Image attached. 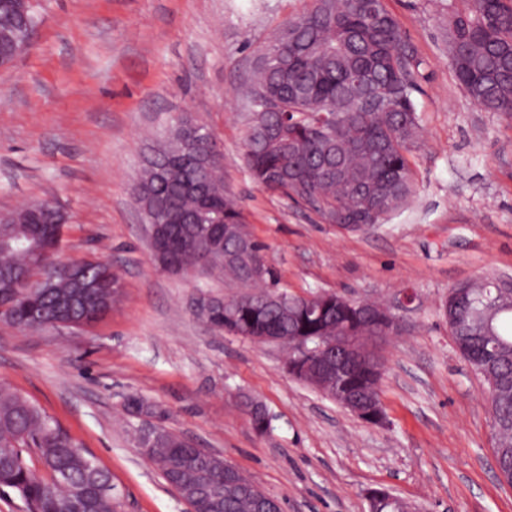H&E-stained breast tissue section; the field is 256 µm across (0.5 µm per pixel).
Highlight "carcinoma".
Here are the masks:
<instances>
[{
	"instance_id": "carcinoma-1",
	"label": "carcinoma",
	"mask_w": 512,
	"mask_h": 512,
	"mask_svg": "<svg viewBox=\"0 0 512 512\" xmlns=\"http://www.w3.org/2000/svg\"><path fill=\"white\" fill-rule=\"evenodd\" d=\"M27 25L0 0V35L33 31L37 17L27 11ZM269 47L284 61L279 69L260 63L245 81L251 111L245 136L246 162L259 186L308 204L324 220L362 224L363 210L375 206L385 214L406 206L415 194V178L406 153L419 130L414 101L422 65L382 0H314L313 7L274 37ZM448 51L460 84L487 112H512V0H473L472 8L449 21ZM374 71L370 93H383L392 107L378 110L366 97L352 103L348 72ZM187 123L179 119L168 141L144 155L135 201L146 226L158 219L163 252L178 259L193 246L180 216L203 209L198 222L212 239L210 259L189 273L222 270L255 286L245 306L224 300L205 316L213 328L253 339L269 332L284 336H328L338 325L359 326L357 304L336 293L307 299L276 288L278 273L266 259L268 246L246 229L234 197L224 188L220 167H204L198 177L205 196L188 186L177 155L184 149ZM51 202L41 201L0 223V323L20 330L52 328L64 318L58 298L69 293L59 279L50 294L27 295L26 276L41 254L60 244L64 226L55 222ZM89 274L120 283L112 264L99 262ZM496 278L472 283L458 299L460 320L470 315L471 300L494 294ZM102 300L90 298L73 318L92 325L102 319ZM498 337L512 349V310L498 314ZM477 377L486 365L483 340L461 351ZM491 422L500 428L498 468L512 467V395L486 391ZM125 411L132 417L155 416L156 406L130 396ZM144 456L156 462L164 480L178 490L211 479L224 481L221 459L184 449L182 438L164 429L145 444ZM83 451L68 432L25 397L0 384V489L16 491L28 512H115L114 499L102 493L111 474ZM256 485L240 475L234 493L207 503L193 502L197 512H252Z\"/></svg>"
}]
</instances>
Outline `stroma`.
Masks as SVG:
<instances>
[{"instance_id":"35a3bbf8","label":"stroma","mask_w":512,"mask_h":512,"mask_svg":"<svg viewBox=\"0 0 512 512\" xmlns=\"http://www.w3.org/2000/svg\"><path fill=\"white\" fill-rule=\"evenodd\" d=\"M383 3L424 62L407 154L416 193L373 229L348 232L255 184L245 160L240 84L313 0H31L30 46L0 68V212L55 201L62 257L123 264V296L88 330L0 323V383L111 473L117 512H190L137 447L142 422L124 410L132 395L284 512H368L375 488L419 512H512L485 387L440 311L462 282L512 277V113L484 111L456 77L448 11L468 0ZM180 116L213 134L224 184L267 245L280 289L394 307L402 332L380 347L386 425L290 377L281 345L211 329L199 302L239 295L240 285L155 266L134 186L144 154ZM406 290L415 300L402 308ZM249 397L275 416L266 434L250 423Z\"/></svg>"}]
</instances>
